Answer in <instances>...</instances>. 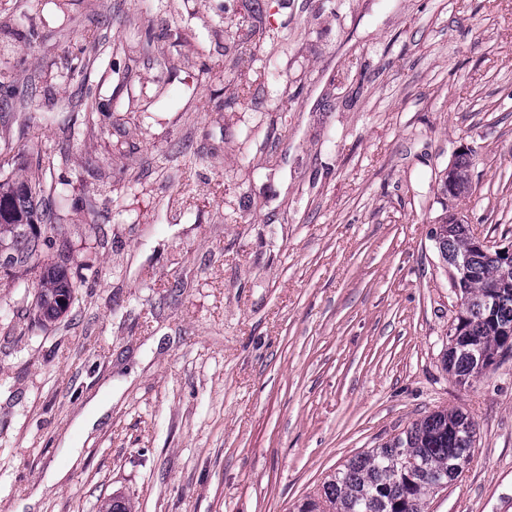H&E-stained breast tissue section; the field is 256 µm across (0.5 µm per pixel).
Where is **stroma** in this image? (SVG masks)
<instances>
[{
    "label": "stroma",
    "mask_w": 512,
    "mask_h": 512,
    "mask_svg": "<svg viewBox=\"0 0 512 512\" xmlns=\"http://www.w3.org/2000/svg\"><path fill=\"white\" fill-rule=\"evenodd\" d=\"M35 143L73 291L34 328L0 270V512H293L457 408L473 460L426 512H512V349L444 369L435 242L512 245V0H0V177ZM467 154L458 156V160L453 165V176L449 180L451 174V167L448 168V176L441 180V192L444 196L459 197L462 194L468 193L470 188V181L468 177V168L470 167V158ZM449 180V182H448Z\"/></svg>",
    "instance_id": "stroma-1"
}]
</instances>
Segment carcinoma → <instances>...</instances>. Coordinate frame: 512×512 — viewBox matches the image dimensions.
<instances>
[{"label":"carcinoma","mask_w":512,"mask_h":512,"mask_svg":"<svg viewBox=\"0 0 512 512\" xmlns=\"http://www.w3.org/2000/svg\"><path fill=\"white\" fill-rule=\"evenodd\" d=\"M469 167L467 155H459L452 178L441 180L444 196L456 198L469 191ZM46 190L45 182L0 180V251L11 257V269L40 268L34 320L40 326L67 311L73 288L65 273L66 251L58 250L54 263L38 262L41 249L53 246L45 232L55 230L34 205ZM435 240L443 260L455 254L465 258L462 291L467 306L457 316L459 335L449 339L442 361L459 383L467 384L486 368L479 356L494 357L503 336L512 331V273L504 275L497 252L475 246L468 225L452 216L439 225ZM474 437L468 413L434 411L380 447L349 459L297 512H424V497L436 482L461 474L453 464L473 456Z\"/></svg>","instance_id":"1"}]
</instances>
